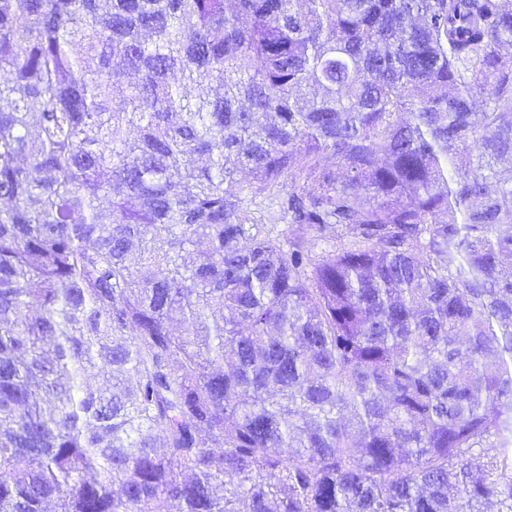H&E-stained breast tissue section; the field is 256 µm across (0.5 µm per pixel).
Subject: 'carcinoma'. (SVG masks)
I'll list each match as a JSON object with an SVG mask.
<instances>
[{
  "label": "carcinoma",
  "mask_w": 512,
  "mask_h": 512,
  "mask_svg": "<svg viewBox=\"0 0 512 512\" xmlns=\"http://www.w3.org/2000/svg\"><path fill=\"white\" fill-rule=\"evenodd\" d=\"M504 224L512 0H0V512H512ZM288 190V186L286 188ZM281 187L268 189L264 194L258 195L252 202L248 201L249 218L251 224H279V228L287 227L288 216L279 209V197L286 191Z\"/></svg>",
  "instance_id": "obj_1"
}]
</instances>
